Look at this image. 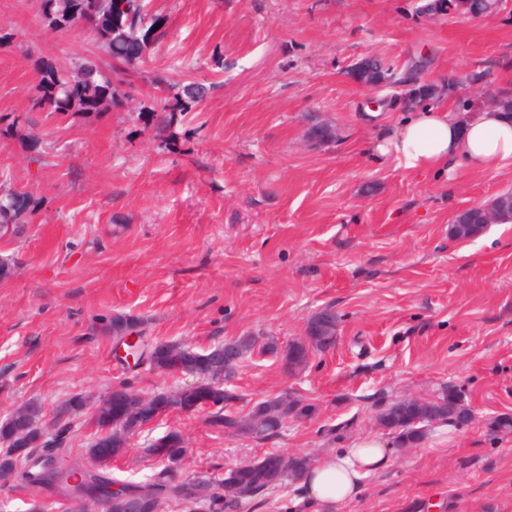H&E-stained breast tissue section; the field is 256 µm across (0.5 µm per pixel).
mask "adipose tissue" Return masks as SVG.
<instances>
[{
    "label": "adipose tissue",
    "instance_id": "ef3b65f1",
    "mask_svg": "<svg viewBox=\"0 0 512 512\" xmlns=\"http://www.w3.org/2000/svg\"><path fill=\"white\" fill-rule=\"evenodd\" d=\"M416 174L448 175L456 165L489 171L512 162V119L494 109L458 114L444 108L414 111L389 138L375 145ZM382 441L363 438L353 447L322 457L302 477V502L334 512L350 501L363 481L389 463Z\"/></svg>",
    "mask_w": 512,
    "mask_h": 512
}]
</instances>
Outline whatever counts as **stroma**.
Here are the masks:
<instances>
[{
    "mask_svg": "<svg viewBox=\"0 0 512 512\" xmlns=\"http://www.w3.org/2000/svg\"><path fill=\"white\" fill-rule=\"evenodd\" d=\"M428 0H146L163 22L107 112L61 117L32 110L38 67L71 73L109 59L87 29H49L43 0H0V176L33 203L0 236V419L29 402L50 428L69 416L61 465H92L93 412L112 389L152 396L182 377L129 369L107 324L142 322L147 347L197 351L246 335L279 345L303 338L329 308L336 344L286 374L251 352L234 406L285 391L313 405L279 436L256 440L213 428L207 410L151 420L106 471L143 481L160 466L142 446L184 439L183 476L219 479L270 453L320 458L365 436L391 442L381 399L460 392L468 421L430 426L392 449L337 512H512V223L475 238L450 235L456 215L512 191V164L419 176L374 146L406 114L392 88H368L347 69L376 55L422 60L426 81L488 70L512 89V0L484 18L426 11ZM208 85L204 99L156 126L158 98ZM381 100L372 108V100ZM15 120L7 128V120ZM331 128L312 141L313 125Z\"/></svg>",
    "mask_w": 512,
    "mask_h": 512,
    "instance_id": "stroma-1",
    "label": "stroma"
}]
</instances>
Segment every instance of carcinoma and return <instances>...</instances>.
Returning a JSON list of instances; mask_svg holds the SVG:
<instances>
[{"label":"carcinoma","instance_id":"carcinoma-1","mask_svg":"<svg viewBox=\"0 0 512 512\" xmlns=\"http://www.w3.org/2000/svg\"><path fill=\"white\" fill-rule=\"evenodd\" d=\"M495 7L494 0H458L460 13L477 16L489 15ZM44 20L54 30L72 29L80 25L91 28L101 47L109 55L110 75H101L94 64H82L70 78H65L48 65L40 68L37 95L33 108L48 109L61 116L77 112H100L105 107L123 99V87L131 84L130 77L136 71L135 64L149 51L152 44L163 37L156 18L147 19L144 5L136 0H44ZM396 66L380 58H373L368 73L347 70L349 78L363 83L389 79ZM101 78H96V75ZM188 101L175 98V102L159 103L160 113L156 120L169 126L175 113L189 111V103H197L205 95L201 84L184 90ZM30 196L10 189L0 195V226L14 224L19 214L26 210ZM481 212L477 209L456 215L450 229L455 239H468L481 229ZM112 335L123 338L141 332L139 319L126 314L112 315L108 324ZM338 320L336 313L322 309L313 314L306 326V336L280 347L273 340H266V351L278 356L282 368L287 372L303 369L311 351H323L336 343ZM257 342L254 336H242L210 350L206 354L178 343H163L150 352L151 365L162 373L196 371L224 373V382L206 383L195 390L180 387L169 388L153 396L157 406L188 413L199 408H210L209 425L222 428L242 436L270 439L278 436L290 419L305 417L313 406L292 393H284L255 403L250 412L241 417L226 411V407L238 399V395L225 388L224 383L234 376L237 366L224 367V356L232 355L242 360L252 351ZM135 394L121 386L112 390V408L100 407L96 418L101 428L112 427V433L100 438L91 446V453L98 456L106 448L110 456L117 457L126 447L127 439L138 432L145 422L133 412ZM82 401L77 397L65 400L58 406L56 419L52 423L54 434L44 438L39 425L40 408L29 403L19 408L17 416L0 423V482L8 484L22 478L39 490L68 491L66 475L49 470L51 462L66 451L69 426L64 417L78 411ZM469 416L461 403L459 394L445 389L441 397L424 406L407 400L383 401L377 415L381 427L389 431L400 448H409L419 443L426 428L435 422L463 421ZM149 458L164 462V468L145 482H127L88 472V488L101 496L109 495L108 487L120 484L138 498L139 512H157L160 502H171L183 512H195L203 506L210 512H224L235 508L240 502L255 498L263 492L286 482H298L310 467L312 458L307 454H294L284 463L278 455L269 454L247 464L236 466L224 473L217 482L202 483L195 478L175 480L184 455L182 436L171 431L144 447Z\"/></svg>","mask_w":512,"mask_h":512}]
</instances>
